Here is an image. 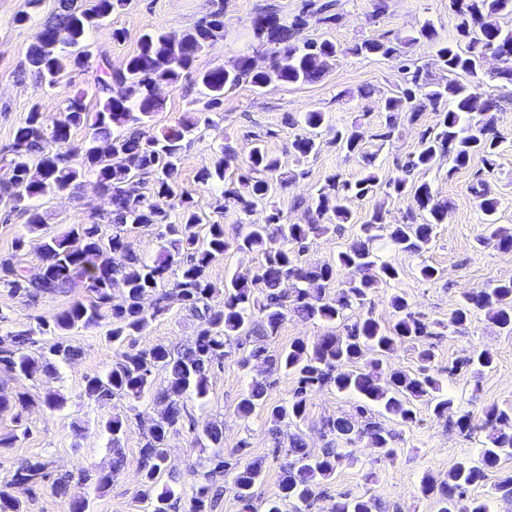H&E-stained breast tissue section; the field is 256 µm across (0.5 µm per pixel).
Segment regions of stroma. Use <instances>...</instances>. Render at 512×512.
<instances>
[{
  "label": "stroma",
  "mask_w": 512,
  "mask_h": 512,
  "mask_svg": "<svg viewBox=\"0 0 512 512\" xmlns=\"http://www.w3.org/2000/svg\"><path fill=\"white\" fill-rule=\"evenodd\" d=\"M223 2L224 38L198 55L194 63L196 71L229 66L242 55L253 54L252 18L267 6L285 18L297 15L303 0ZM387 3V11L378 15L373 11L374 0H338L339 18L332 24L319 22L317 15H307L302 38L328 40L341 50L340 57L321 80L290 85L274 82L260 91L244 84L225 93L221 107L223 121L199 129L184 152L177 174L180 184L197 201L204 223L223 224L224 236L231 241L245 231L236 209L225 206L220 190L203 187L199 181L201 169L212 164L218 145L227 138L236 143L243 155L253 142H260L270 155L279 159L282 172L296 173V181L283 188L274 187L272 192L273 201L291 224L306 222L304 201L326 176L336 172L353 182L363 175V155L341 151L334 142L337 130L358 125L363 135V154L373 155L381 181L399 175L405 159L419 146L420 131L435 126L439 115L423 109L417 122L401 121L391 139L384 142L374 139V132L385 121L380 101L402 85L404 73L397 60L379 55L355 56L350 49L366 39L386 42L415 33L427 22L433 24L437 41L452 40L457 36V18L449 0H387ZM57 7L58 0H40L35 9L30 7L29 0H0V148L11 143L31 109H39L49 116L58 115L64 107L65 91L89 88L93 80L92 70L75 69L60 87L52 89L37 82L25 68L28 49L36 43L43 24L56 13ZM213 8L212 0H125L122 7L90 31L87 41L92 52H106L113 67L118 68L136 51L141 33L162 30L182 34ZM22 14L26 15V22L16 23V16ZM116 29L125 31L126 39L114 40L112 32ZM437 41L419 39L406 47L405 55L432 79L444 82L448 74L436 56ZM498 66V60L490 58L478 76L457 77L459 83L495 95L500 101L498 110L492 114L502 134L493 173H486L478 157L454 172L444 158L430 169L412 172L411 181L428 183L438 198L447 201V216L437 225L424 256L382 247V254L399 268V281L375 289L362 306L348 313L353 321L370 316L382 324H391L394 310L390 298L401 292L414 312L426 320L443 323V333L433 340L435 358L431 369L456 402L469 411L474 431L468 437L460 434L449 421L433 417L422 401L415 405L414 424L399 425L391 416H384V424L394 428L397 434L395 456L383 460L376 449L355 448L354 460L343 462L334 476L324 481L325 495L317 502L314 512H331L336 501L361 496L375 503L374 512H437L435 498L421 491L422 478L446 481L459 460L476 455L482 448L486 410L512 405V335L500 331L481 312L465 327L453 328L448 324L462 293H478L512 279V253L478 243L485 225L473 192L477 182H484L488 194L500 201L498 224L512 228V86H503L495 79ZM161 97L163 108L153 116L147 129L151 135L180 123L190 116L192 102L204 99L193 75L182 79L177 86L162 87ZM308 110L323 112L325 125L320 130L318 153L301 158L294 152L292 143L307 133L300 117ZM38 205L45 216L43 234L55 235L68 225L88 221L93 211L106 209L107 202L89 179L78 192L56 193L39 200ZM347 206L350 222L312 239L302 255L307 262L335 266V285L339 288L359 276L356 269L337 265L336 259L339 252L356 240L361 224L379 207L387 210L390 222H406L414 203L407 196L386 195L380 188L373 194L348 200ZM40 236L29 232L23 217L12 216L10 221L0 222V255L12 253L16 241L24 240L21 258L31 272H38L42 266ZM423 262L439 269V280L428 282L420 277L418 267ZM263 263L261 252L231 249L213 263L209 279L220 290L226 278L254 273ZM83 297V291L77 289L29 303L0 290V312L8 317L7 322L0 324V331L28 328L36 316H51ZM197 332L196 320L175 305L153 321L142 335L120 346L108 341L101 327L73 333L72 340L80 354L72 363L60 365L52 376L41 374L33 381L12 380L14 390L31 392L37 403L24 414L28 435L0 455V489L9 480L13 466L21 461L44 462L53 475L74 473L82 466L108 470L111 454L102 425L112 414L126 412L127 404L123 401L106 406L90 403L83 395L85 377L106 372L127 351L191 344ZM482 348L493 352V369L478 376L466 371L449 374V366ZM243 357V351L235 350L225 356L222 364L213 367L206 399L200 401L190 396L185 400L193 428L177 429L168 437L167 449L178 478L176 491L182 499L190 498L207 468L208 453L195 443L194 433L208 423H223L225 454L235 453L244 443L248 446L247 459L262 460L263 478L254 488V503L260 506L277 495L286 463L285 454L275 452V441L284 442L290 434L299 433L311 451H319L325 444L320 431L321 419L351 411L357 400L354 394L323 388L311 400L304 422L282 426L279 436H271L265 411L258 408L246 417L238 412V404L251 385L269 376L265 364L247 363ZM55 393L67 399L64 409L59 411L49 410L42 403L45 396ZM138 410L140 421L132 422L122 439L125 460L121 474L102 492L90 481H75L70 486L69 494L88 497L90 512H152L150 502L138 495L139 451L143 427L158 417L161 407L148 396L139 403Z\"/></svg>",
  "instance_id": "stroma-1"
}]
</instances>
